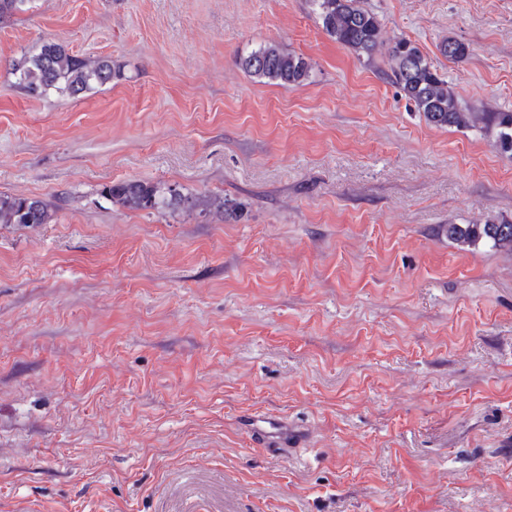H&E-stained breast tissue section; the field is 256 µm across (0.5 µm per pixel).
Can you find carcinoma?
I'll return each mask as SVG.
<instances>
[{
  "instance_id": "1",
  "label": "carcinoma",
  "mask_w": 512,
  "mask_h": 512,
  "mask_svg": "<svg viewBox=\"0 0 512 512\" xmlns=\"http://www.w3.org/2000/svg\"><path fill=\"white\" fill-rule=\"evenodd\" d=\"M312 10L323 30L336 43L357 56L371 60L382 41V24L363 7L361 0H310ZM441 54L461 60L470 53L469 46L454 38L444 40ZM244 70L256 77L280 85H300L310 77L311 64L301 55L283 49L276 42H266L240 60ZM390 78L403 96L435 127L469 128L483 124V130L495 132V146L512 152V111L469 112L438 69L410 40L397 38L388 50ZM17 85L29 94L45 96L55 92L79 98L109 84L118 77L107 58L86 59L64 46L43 41L37 51L13 65ZM104 194L131 210H162L187 198L159 183L128 180L109 185ZM53 210L35 197L0 193V224H48ZM448 239L461 248L472 249L481 243L512 252V223L450 224Z\"/></svg>"
}]
</instances>
